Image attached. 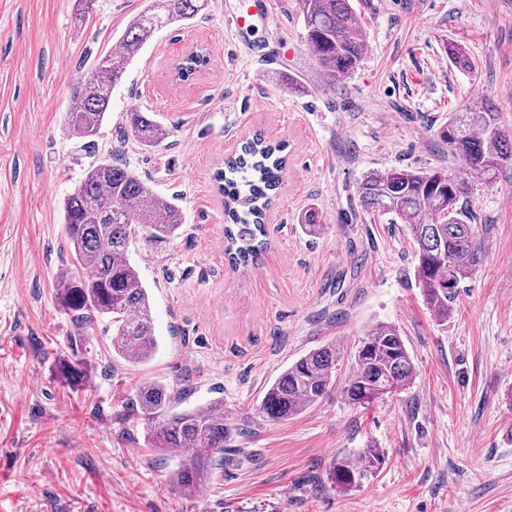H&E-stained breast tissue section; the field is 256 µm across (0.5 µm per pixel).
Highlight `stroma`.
<instances>
[{
    "label": "stroma",
    "mask_w": 512,
    "mask_h": 512,
    "mask_svg": "<svg viewBox=\"0 0 512 512\" xmlns=\"http://www.w3.org/2000/svg\"><path fill=\"white\" fill-rule=\"evenodd\" d=\"M242 0H210L160 31L112 91L95 146L72 138L67 112L84 80L148 0H0V512H512V164L469 199L482 261L436 320L415 286L400 225L367 213L368 172L457 170L437 132L449 113L493 106L512 126V0H355L367 49L336 88L323 85L295 0L251 17L250 41L276 36L275 62L252 58L229 18ZM466 48L476 69L454 65ZM209 63L188 80L189 53ZM293 77L303 93L289 91ZM150 113L170 132L144 150L124 115ZM288 145L257 265L224 256V197L213 179L242 140ZM109 156L175 198L185 216L165 242L131 250L149 289L160 346L142 365L114 358L107 322L84 335L90 384L55 375L78 329L54 300L68 267L63 200L89 164ZM318 209L323 234L299 218ZM380 322L395 325L416 365L413 383L369 408L339 390L288 422L254 414L267 387L321 345L347 357ZM179 390L183 407L220 398L242 432L222 469L183 496L175 459L145 442L131 417L137 386ZM376 445L385 463L362 486L331 479L337 457Z\"/></svg>",
    "instance_id": "1"
}]
</instances>
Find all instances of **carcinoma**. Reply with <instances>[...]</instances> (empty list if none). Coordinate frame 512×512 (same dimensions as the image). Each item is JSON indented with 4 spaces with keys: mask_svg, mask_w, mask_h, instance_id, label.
<instances>
[{
    "mask_svg": "<svg viewBox=\"0 0 512 512\" xmlns=\"http://www.w3.org/2000/svg\"><path fill=\"white\" fill-rule=\"evenodd\" d=\"M208 0H154L137 14L118 38L114 49L96 58L90 75L74 87L68 113L72 137L93 145L110 113L112 89L128 65L162 28L194 19ZM304 24V39L315 58L324 84L334 86L351 75L365 52L363 26L352 0H296ZM127 130L145 150L160 146L169 135L162 123L146 112L126 113ZM437 136L460 163L450 174L385 168L363 176L357 185L361 206L391 216L415 249L414 280L433 312L445 321L457 289L482 260L478 225L470 223L466 202L470 175L491 182L499 169L512 162V128H505L491 106L472 112H453ZM281 147L255 137L225 160L216 174L224 194L225 254L234 265L255 264L267 247L265 211L271 192L281 183L285 167ZM66 244L75 270L57 277L55 302L75 327L87 332L99 321L112 326V355L130 363L149 361L158 349L148 289L130 261L136 229L151 241L168 240L184 224L174 202L152 191L148 180L112 158L92 162L63 203ZM305 234L325 230L318 214L309 211L301 221ZM341 356L326 344L300 357L266 390L258 416L286 422L320 402L336 385ZM57 377L72 387L89 384L87 359L72 353L55 364ZM416 367L396 326L378 324L360 340L350 372L340 389L350 405L364 407L408 387ZM181 394L158 382L139 386L131 412L144 422L149 445L178 458L173 482L185 496L195 495L206 479L224 465V444L240 427L224 401L179 408ZM375 446L361 448L336 460V483L358 486L384 464Z\"/></svg>",
    "mask_w": 512,
    "mask_h": 512,
    "instance_id": "obj_1",
    "label": "carcinoma"
}]
</instances>
